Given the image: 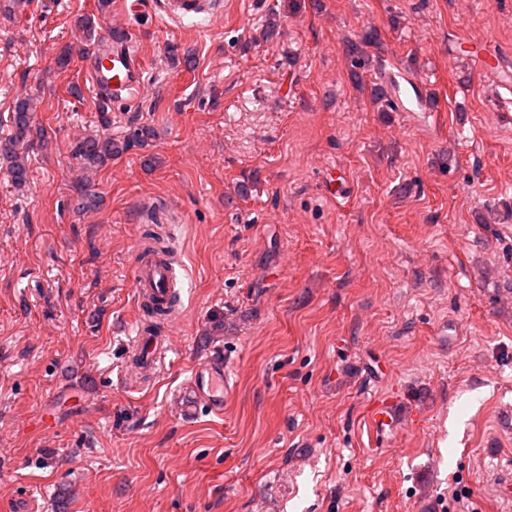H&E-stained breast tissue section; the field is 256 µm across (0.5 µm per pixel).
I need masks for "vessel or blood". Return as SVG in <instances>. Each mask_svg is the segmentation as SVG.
Wrapping results in <instances>:
<instances>
[{
    "label": "vessel or blood",
    "mask_w": 512,
    "mask_h": 512,
    "mask_svg": "<svg viewBox=\"0 0 512 512\" xmlns=\"http://www.w3.org/2000/svg\"><path fill=\"white\" fill-rule=\"evenodd\" d=\"M120 10L132 16L149 12L171 27H179L192 20L214 22L224 15L222 0H120ZM89 56L86 77L97 94L110 97L116 105L139 97L145 87L141 50L128 28L114 27L111 39H99L90 48ZM424 96V84L410 77L400 93L393 95L392 101L398 111L411 112L422 107ZM177 263V255L150 254L146 239L137 240L131 280L134 300L139 305L151 300L166 307L168 313L164 321L168 324L179 315L178 307L171 304ZM171 345L167 331L139 329L131 357V366L137 377L153 379ZM227 393V375L218 371L213 363H200L179 395V414L189 419L204 406L221 411Z\"/></svg>",
    "instance_id": "1"
}]
</instances>
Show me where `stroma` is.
I'll return each instance as SVG.
<instances>
[{"mask_svg":"<svg viewBox=\"0 0 512 512\" xmlns=\"http://www.w3.org/2000/svg\"><path fill=\"white\" fill-rule=\"evenodd\" d=\"M228 3L219 24L101 18L128 22L146 83L107 127L76 42L97 0L0 15V139L22 97L47 131L23 187L0 166V512H456L457 490L512 512L488 486L512 458V100L450 55L512 67V0ZM399 72L427 120L373 102ZM142 125L76 210L75 143ZM157 225L182 315L132 387L134 241ZM217 353L223 414L179 418Z\"/></svg>","mask_w":512,"mask_h":512,"instance_id":"35a3bbf8","label":"stroma"}]
</instances>
